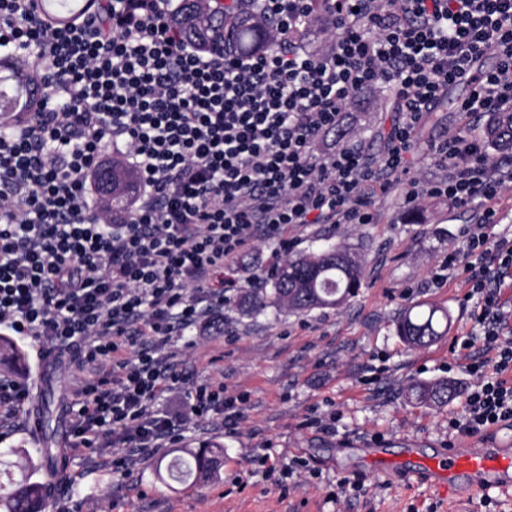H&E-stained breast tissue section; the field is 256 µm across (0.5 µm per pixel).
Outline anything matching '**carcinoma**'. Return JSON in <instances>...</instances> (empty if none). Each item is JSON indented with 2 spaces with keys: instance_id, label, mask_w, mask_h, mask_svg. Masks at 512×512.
Listing matches in <instances>:
<instances>
[{
  "instance_id": "cac0c4a2",
  "label": "carcinoma",
  "mask_w": 512,
  "mask_h": 512,
  "mask_svg": "<svg viewBox=\"0 0 512 512\" xmlns=\"http://www.w3.org/2000/svg\"><path fill=\"white\" fill-rule=\"evenodd\" d=\"M237 8L231 0H218L216 9L205 0H178L172 11V23L185 40L203 51L224 48L248 53L265 44L262 21L246 24L228 17ZM8 70L19 82L0 88V114L25 112L34 100L31 87L39 85L37 68L6 55L0 57V68ZM486 136L500 152L512 154V112H494L486 124ZM97 188L112 198V213L122 217L131 207L138 180L132 166L120 157L102 166L94 175ZM363 267L358 257L345 248L327 245L320 250L288 259L268 278L270 288L244 295L246 312H262L268 308L307 312L338 307L354 296L361 286ZM399 336L412 347H425L448 334V311L438 306L418 305L408 309L398 324ZM412 391L417 400L440 406L450 400L458 388L448 381L416 382ZM5 456L16 458L17 476L8 477L9 489L0 485V512H44L50 498L46 482L37 479L53 458L46 447L31 457L22 448H9ZM224 447L207 445L188 449L185 456L167 465L157 463L156 472L166 471L178 484H194L210 480L217 472Z\"/></svg>"
}]
</instances>
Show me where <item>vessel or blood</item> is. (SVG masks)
Instances as JSON below:
<instances>
[{"instance_id": "vessel-or-blood-1", "label": "vessel or blood", "mask_w": 512, "mask_h": 512, "mask_svg": "<svg viewBox=\"0 0 512 512\" xmlns=\"http://www.w3.org/2000/svg\"><path fill=\"white\" fill-rule=\"evenodd\" d=\"M378 473L415 479L443 489L450 503L497 491L512 496V448H489L482 442L449 444L427 459H398L379 452L369 456Z\"/></svg>"}]
</instances>
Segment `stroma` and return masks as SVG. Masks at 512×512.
<instances>
[{
    "label": "stroma",
    "mask_w": 512,
    "mask_h": 512,
    "mask_svg": "<svg viewBox=\"0 0 512 512\" xmlns=\"http://www.w3.org/2000/svg\"><path fill=\"white\" fill-rule=\"evenodd\" d=\"M464 92L449 89L424 117L406 155L408 176L433 177L431 145L448 129L483 135L484 122L463 120L455 110ZM392 118L385 94L377 93L327 140L380 151ZM476 214L440 197L407 205L398 182L378 201L373 223L308 226L296 253L336 244L359 256L364 274L356 297L304 314H245L237 301L225 303L223 332L206 326L187 333L186 386L155 407L178 414L186 387L221 382L239 399L236 423L216 413L196 419L124 478L112 474L111 449L65 451L68 483L56 512H448L447 499L428 485L383 476L365 459L372 449L408 444L428 454L452 438L448 421L461 415L462 397L429 407L412 398L410 387L448 379L463 389L471 381L455 341L471 329L476 302L463 276L441 286L432 277L444 256L464 252V231ZM270 252L261 245L233 264L241 291L265 287ZM417 303L447 309L450 323L446 336L413 349L398 336L397 322ZM210 442L224 446L217 478L191 486L158 478L157 460ZM343 476L362 481L366 493L339 499Z\"/></svg>",
    "instance_id": "stroma-1"
}]
</instances>
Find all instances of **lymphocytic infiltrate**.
I'll use <instances>...</instances> for the list:
<instances>
[{"label":"lymphocytic infiltrate","mask_w":512,"mask_h":512,"mask_svg":"<svg viewBox=\"0 0 512 512\" xmlns=\"http://www.w3.org/2000/svg\"><path fill=\"white\" fill-rule=\"evenodd\" d=\"M170 2L104 0V14L48 26L35 0H0V50L36 59L47 88L0 128V328L74 367L68 446L112 447L121 476L194 419L233 409L209 385L188 390L185 413L154 404L185 383L176 345L235 295L227 271L241 253L269 243L285 260L307 225L372 223L449 86L468 89L459 112H512V0H258L272 45L249 55L200 53ZM374 89L395 114L381 156L316 150ZM117 145L140 173L121 220L87 181ZM433 154L435 177L408 180L405 203L483 208L467 262L449 254L434 278L464 269L478 302L473 334L456 341L473 381L448 422L473 435L512 423V240L491 232L512 157L454 131ZM28 398L0 379V432Z\"/></svg>","instance_id":"obj_1"}]
</instances>
